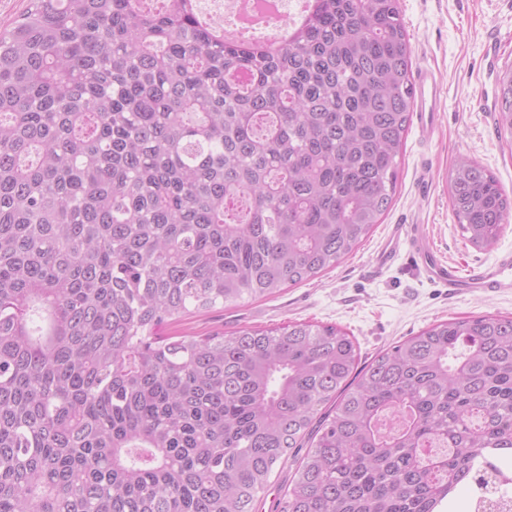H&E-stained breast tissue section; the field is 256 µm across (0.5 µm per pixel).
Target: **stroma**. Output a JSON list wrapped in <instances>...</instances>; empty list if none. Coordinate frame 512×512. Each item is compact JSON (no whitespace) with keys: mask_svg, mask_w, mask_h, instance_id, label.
<instances>
[{"mask_svg":"<svg viewBox=\"0 0 512 512\" xmlns=\"http://www.w3.org/2000/svg\"><path fill=\"white\" fill-rule=\"evenodd\" d=\"M410 36L413 74L440 79V110L431 131L411 121L399 159L396 192L368 238L352 256L317 278L272 296L187 315L169 322L167 336H198L242 326L288 321L333 324L355 336L362 362L454 318L512 317V294L450 295L428 281L409 250L378 263L388 229L412 224L441 258L469 271L512 251V222L489 249L463 236L449 203L448 174L459 157L477 161L512 196V134L499 124L501 81L512 73V0H400Z\"/></svg>","mask_w":512,"mask_h":512,"instance_id":"obj_1","label":"stroma"}]
</instances>
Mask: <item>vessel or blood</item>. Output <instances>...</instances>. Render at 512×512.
I'll list each match as a JSON object with an SVG mask.
<instances>
[{
  "label": "vessel or blood",
  "instance_id": "b4317fda",
  "mask_svg": "<svg viewBox=\"0 0 512 512\" xmlns=\"http://www.w3.org/2000/svg\"><path fill=\"white\" fill-rule=\"evenodd\" d=\"M414 105L421 124L432 121L440 106L437 80L421 76L415 90ZM409 244L417 265L434 283L445 286L456 296H492L512 293V254L508 253L480 269L461 273L456 267L442 261L428 239L419 234L405 233L403 227H394L391 237L379 255L380 263L391 262L402 244Z\"/></svg>",
  "mask_w": 512,
  "mask_h": 512
}]
</instances>
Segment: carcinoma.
<instances>
[{"instance_id":"1","label":"carcinoma","mask_w":512,"mask_h":512,"mask_svg":"<svg viewBox=\"0 0 512 512\" xmlns=\"http://www.w3.org/2000/svg\"><path fill=\"white\" fill-rule=\"evenodd\" d=\"M413 88L399 0H310L274 41L197 0H30L0 34V512H253L290 458L277 512H440L495 483L512 317L434 323L361 369L336 325L160 334L353 255ZM448 182L468 241L495 244L497 178L461 157Z\"/></svg>"}]
</instances>
